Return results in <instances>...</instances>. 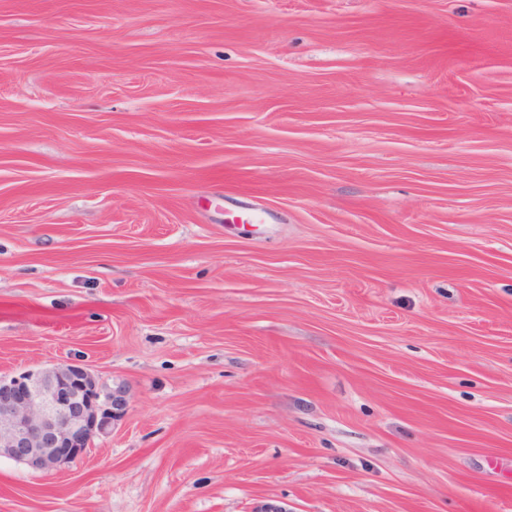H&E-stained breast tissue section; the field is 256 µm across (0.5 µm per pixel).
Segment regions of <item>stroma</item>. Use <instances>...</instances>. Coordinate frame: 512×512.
<instances>
[{"label":"stroma","mask_w":512,"mask_h":512,"mask_svg":"<svg viewBox=\"0 0 512 512\" xmlns=\"http://www.w3.org/2000/svg\"><path fill=\"white\" fill-rule=\"evenodd\" d=\"M130 388L0 512H512V0H0V374Z\"/></svg>","instance_id":"stroma-1"}]
</instances>
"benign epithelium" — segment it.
<instances>
[{"instance_id": "benign-epithelium-1", "label": "benign epithelium", "mask_w": 512, "mask_h": 512, "mask_svg": "<svg viewBox=\"0 0 512 512\" xmlns=\"http://www.w3.org/2000/svg\"><path fill=\"white\" fill-rule=\"evenodd\" d=\"M129 388L65 360L0 376V457L43 472L82 458L125 415Z\"/></svg>"}]
</instances>
